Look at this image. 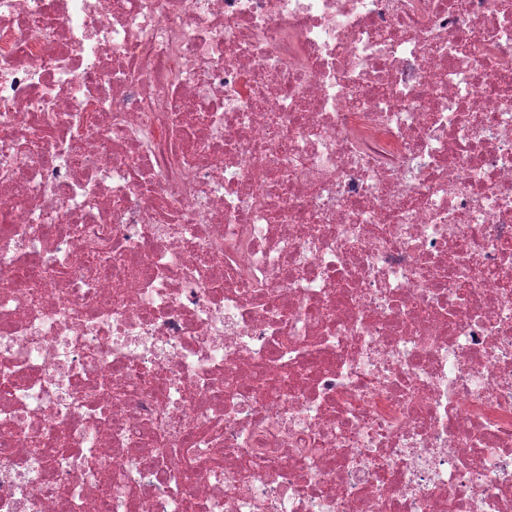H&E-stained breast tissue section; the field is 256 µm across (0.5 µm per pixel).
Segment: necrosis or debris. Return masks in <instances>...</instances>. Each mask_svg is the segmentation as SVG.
<instances>
[{
	"mask_svg": "<svg viewBox=\"0 0 512 512\" xmlns=\"http://www.w3.org/2000/svg\"><path fill=\"white\" fill-rule=\"evenodd\" d=\"M0 512H512V0H0Z\"/></svg>",
	"mask_w": 512,
	"mask_h": 512,
	"instance_id": "1",
	"label": "necrosis or debris"
}]
</instances>
